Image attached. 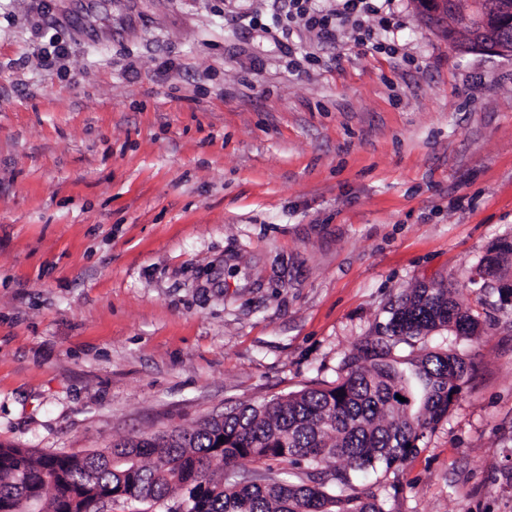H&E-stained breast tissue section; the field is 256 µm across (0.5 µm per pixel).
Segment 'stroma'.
<instances>
[{
	"mask_svg": "<svg viewBox=\"0 0 512 512\" xmlns=\"http://www.w3.org/2000/svg\"><path fill=\"white\" fill-rule=\"evenodd\" d=\"M288 0H0V445L86 454L336 381L392 304L453 281L467 373L387 512H512V56L413 0L399 51L270 32ZM65 46L57 70L49 43ZM493 255L483 258L479 264L474 267L470 272L469 282L476 284L483 282L485 286L487 278H498V282H509L504 281L499 275L500 273V262L503 256L512 254V242L501 241L497 243L492 249Z\"/></svg>",
	"mask_w": 512,
	"mask_h": 512,
	"instance_id": "35a3bbf8",
	"label": "stroma"
}]
</instances>
